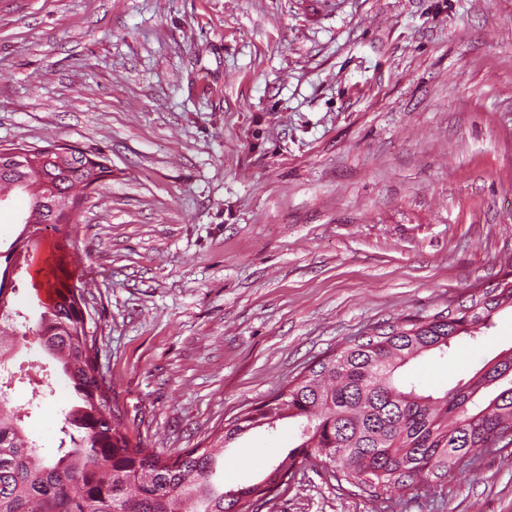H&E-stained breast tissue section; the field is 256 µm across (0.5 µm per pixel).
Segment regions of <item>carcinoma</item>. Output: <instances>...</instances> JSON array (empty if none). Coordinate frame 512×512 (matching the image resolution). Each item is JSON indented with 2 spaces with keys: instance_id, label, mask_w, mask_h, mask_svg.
<instances>
[{
  "instance_id": "cac0c4a2",
  "label": "carcinoma",
  "mask_w": 512,
  "mask_h": 512,
  "mask_svg": "<svg viewBox=\"0 0 512 512\" xmlns=\"http://www.w3.org/2000/svg\"><path fill=\"white\" fill-rule=\"evenodd\" d=\"M23 161L21 177L0 175V190H20L29 204L19 234L0 251V361L14 349L10 337L33 336L67 379L72 398L55 454L47 456L26 429L28 412L0 396V512H257L311 459L337 483L378 498L419 485L428 490L491 445H512V347L436 396L398 375L421 355L444 354L462 334L481 335L496 314L512 309L507 274L433 315L397 317L347 341L270 400L238 413L205 448L171 457L132 443L97 365L84 293L68 284V242L55 243L59 256L48 288L56 299L42 305L34 325L21 321L12 301L43 232L71 223L82 194L109 175L107 157L76 147L49 161L45 150L33 148ZM10 268L17 285L6 288ZM286 418L300 420L298 443L259 480L228 490L214 480L224 448Z\"/></svg>"
}]
</instances>
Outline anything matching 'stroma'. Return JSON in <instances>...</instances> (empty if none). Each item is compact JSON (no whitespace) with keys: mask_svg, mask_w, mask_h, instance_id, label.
Listing matches in <instances>:
<instances>
[{"mask_svg":"<svg viewBox=\"0 0 512 512\" xmlns=\"http://www.w3.org/2000/svg\"><path fill=\"white\" fill-rule=\"evenodd\" d=\"M111 177L67 232L131 441L175 456L372 327L512 270V0H0V148ZM57 235L35 256L45 303ZM512 348V310L401 373L437 394ZM27 427L55 451L71 389ZM298 423L226 449L258 480ZM259 512H512V446L374 500L308 464Z\"/></svg>","mask_w":512,"mask_h":512,"instance_id":"35a3bbf8","label":"stroma"}]
</instances>
